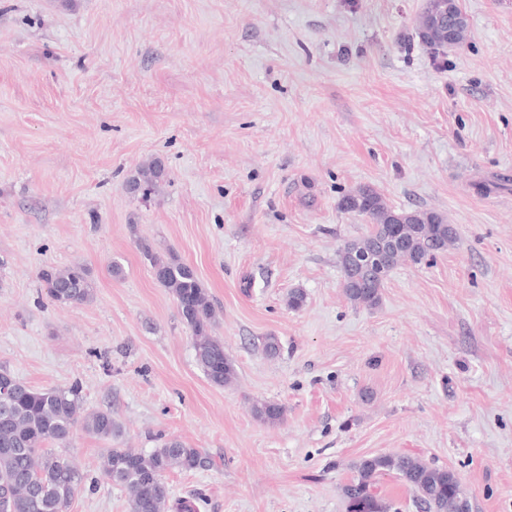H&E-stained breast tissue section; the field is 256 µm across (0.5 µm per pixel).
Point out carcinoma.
I'll list each match as a JSON object with an SVG mask.
<instances>
[{"label":"carcinoma","instance_id":"cac0c4a2","mask_svg":"<svg viewBox=\"0 0 512 512\" xmlns=\"http://www.w3.org/2000/svg\"><path fill=\"white\" fill-rule=\"evenodd\" d=\"M419 42L438 53L466 43L468 22L455 0H426L415 27ZM168 176L163 161L155 158L140 165L126 181V189L148 196ZM341 211L367 220L369 232L349 240L337 252L343 293L356 307L373 309L382 290L401 264L420 265L444 253L458 242L448 231L444 215L433 209H395L370 186L344 193ZM399 225L407 244L392 254L381 269L359 265L353 253L379 250L378 242L392 236ZM150 261L156 281L176 298L183 322L191 329L198 365L217 386L229 384L236 371L224 354V344L213 334L215 309L193 268L174 255L165 258L142 240L138 243ZM38 278L50 299L59 306H77L94 298L95 283L89 268L80 263L44 267ZM0 382L9 386L0 392V512H67L84 482V474L62 453L49 448L65 445L76 426L93 436L110 440L121 432L110 410L83 411L82 387L39 390L10 371L0 369ZM253 413L264 423L282 421L283 405L258 401ZM211 464L198 448L176 438L164 439L149 453L133 448H106L101 455L103 475L128 493L129 512H166L169 487L166 473L191 471ZM355 475L342 487L348 512H387L388 505L375 493L377 478L393 473L417 496L425 512H457L463 500L458 476L451 470L426 465L406 455L365 458L354 465Z\"/></svg>","mask_w":512,"mask_h":512}]
</instances>
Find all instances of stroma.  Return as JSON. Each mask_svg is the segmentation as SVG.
Returning a JSON list of instances; mask_svg holds the SVG:
<instances>
[{
	"instance_id": "stroma-1",
	"label": "stroma",
	"mask_w": 512,
	"mask_h": 512,
	"mask_svg": "<svg viewBox=\"0 0 512 512\" xmlns=\"http://www.w3.org/2000/svg\"><path fill=\"white\" fill-rule=\"evenodd\" d=\"M459 4L467 41L437 56L415 35L425 0H0V368L80 384L119 446L201 449L212 466L166 475L195 512H347L350 466L375 455L512 512V0ZM156 157L168 183L128 194ZM363 185L459 236L373 309L336 263L369 230L338 207ZM142 239L207 289L229 385L198 366ZM77 262L95 298L58 306L38 272ZM261 400L283 421H258ZM104 446L74 431L68 512H128Z\"/></svg>"
}]
</instances>
